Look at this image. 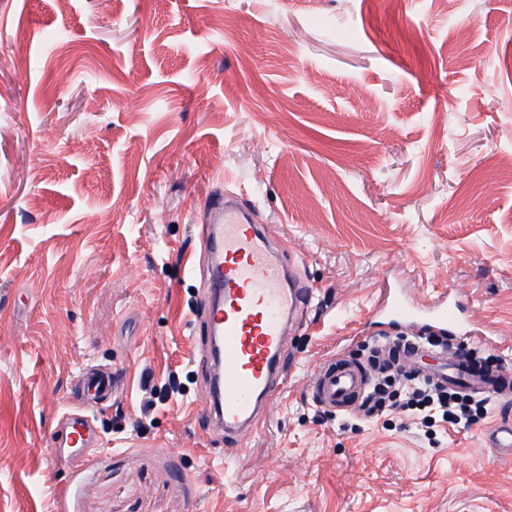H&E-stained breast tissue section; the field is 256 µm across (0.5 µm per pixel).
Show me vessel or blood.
<instances>
[{
  "mask_svg": "<svg viewBox=\"0 0 512 512\" xmlns=\"http://www.w3.org/2000/svg\"><path fill=\"white\" fill-rule=\"evenodd\" d=\"M256 203L248 194L209 201L199 226L203 264H190L189 274H202L206 294L200 311L208 335L210 384L201 413L210 431L235 446L242 433L270 412L290 375L285 359L289 321L311 306L315 292L289 283L283 258L288 251L275 226L253 221ZM376 313L396 316L411 334L400 348L404 359L419 363V375L431 384L481 394L499 402L512 401V375L475 367L463 348L446 343L462 332L454 308L445 301L420 310L389 288L380 289L372 304ZM433 367H423L424 359ZM121 371L80 370L75 387L107 398L122 385ZM370 374L360 363L331 360L310 377L314 402L347 414L369 393ZM62 447L74 449L80 461L90 460L96 439L85 404L63 413ZM490 447L512 457V423L503 422L489 435Z\"/></svg>",
  "mask_w": 512,
  "mask_h": 512,
  "instance_id": "obj_1",
  "label": "vessel or blood"
}]
</instances>
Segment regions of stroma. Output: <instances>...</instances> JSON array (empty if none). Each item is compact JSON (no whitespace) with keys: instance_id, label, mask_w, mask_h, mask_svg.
I'll use <instances>...</instances> for the list:
<instances>
[{"instance_id":"1","label":"stroma","mask_w":512,"mask_h":512,"mask_svg":"<svg viewBox=\"0 0 512 512\" xmlns=\"http://www.w3.org/2000/svg\"><path fill=\"white\" fill-rule=\"evenodd\" d=\"M510 160L512 0H0V512H512V459L485 439L512 403L426 428L309 387L401 336L369 310L383 286L455 299L470 358L512 372ZM239 190L317 301L228 458L198 410L204 282L183 265ZM85 367L129 380L95 406L87 463L54 449ZM172 371L181 394L143 412L144 373Z\"/></svg>"}]
</instances>
